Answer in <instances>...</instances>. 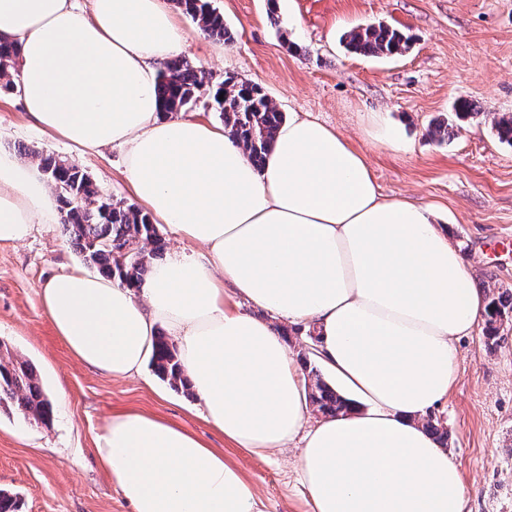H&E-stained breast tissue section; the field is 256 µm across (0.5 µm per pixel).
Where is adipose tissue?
I'll use <instances>...</instances> for the list:
<instances>
[{
	"label": "adipose tissue",
	"instance_id": "adipose-tissue-1",
	"mask_svg": "<svg viewBox=\"0 0 512 512\" xmlns=\"http://www.w3.org/2000/svg\"><path fill=\"white\" fill-rule=\"evenodd\" d=\"M0 38L26 112L80 151L121 145L137 199L198 247H173L136 287L81 267L48 280L40 301L72 356L133 376L165 326L226 439L259 456L301 441L313 512H464L460 469L423 422L485 301L433 209L385 199L365 156L317 121L283 122L258 168L224 127L163 116L157 66L186 39L169 0H0ZM58 216L38 166L0 154V243ZM282 321L316 325L350 410L310 423ZM97 455L133 512H262L222 453L157 417L110 419Z\"/></svg>",
	"mask_w": 512,
	"mask_h": 512
}]
</instances>
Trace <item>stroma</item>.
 <instances>
[{
    "mask_svg": "<svg viewBox=\"0 0 512 512\" xmlns=\"http://www.w3.org/2000/svg\"><path fill=\"white\" fill-rule=\"evenodd\" d=\"M209 3L233 43L178 17L187 32L182 56L206 81L259 84L285 117L340 130L367 157L384 197L433 207L478 283L512 290V145L493 128L512 113V0H283L276 26L267 0ZM378 22L410 34V50L390 58L347 52L345 32ZM461 100L477 118L449 140H431L430 124L451 117ZM376 112L396 127L399 145L370 138ZM22 145L78 165L104 198L135 203L123 147L79 152L31 121L16 92H1L0 153ZM82 262L59 224L25 243L0 244V345L36 368L53 408L47 425L0 409V489L15 494L19 512H132L96 451L107 421L127 412L166 420L222 452L263 512H312L298 449L260 457L224 439L201 417L195 396L169 386L153 366L114 379L74 359L39 291ZM501 336L492 349L478 329L458 342V381L433 411L463 477L465 512H512V323Z\"/></svg>",
    "mask_w": 512,
    "mask_h": 512,
    "instance_id": "stroma-1",
    "label": "stroma"
}]
</instances>
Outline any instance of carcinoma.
<instances>
[{"label": "carcinoma", "instance_id": "obj_1", "mask_svg": "<svg viewBox=\"0 0 512 512\" xmlns=\"http://www.w3.org/2000/svg\"><path fill=\"white\" fill-rule=\"evenodd\" d=\"M174 2L208 36L226 43L233 41L224 16L211 8L208 0ZM342 42L355 54L390 57L405 52L410 37L384 24L372 23L347 31ZM16 55L13 43L0 40V74L6 75L14 68ZM156 96L165 115L186 111L200 98H208L224 127L258 167L263 165L273 137L285 120L259 85L228 76L220 84L209 86L202 74L179 57L162 64ZM494 127L499 139L512 144L511 113L501 115ZM18 151L37 158L44 179L55 186L62 223L84 261L108 278L130 287L139 285L164 246L151 216L134 205L102 199L89 176L65 160L24 147ZM511 317L512 291L491 298L484 319L485 338L496 341L501 325ZM152 364L171 386L181 384L178 350L162 334L156 337ZM308 375L313 384L307 399L317 412L336 416L348 410L350 401L325 382L316 367H311ZM0 406L13 407L41 423L48 422L51 416V404L36 371L28 361L9 352H0Z\"/></svg>", "mask_w": 512, "mask_h": 512}]
</instances>
